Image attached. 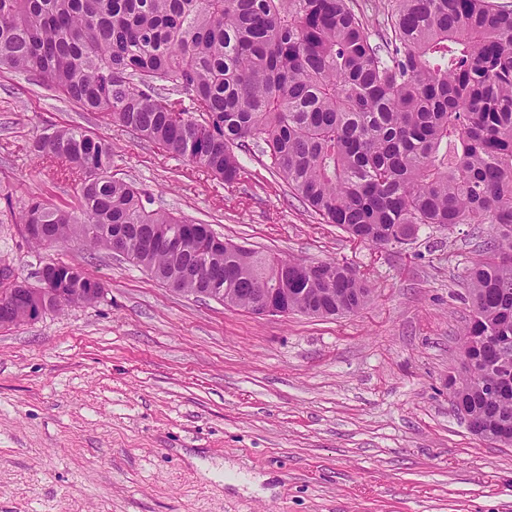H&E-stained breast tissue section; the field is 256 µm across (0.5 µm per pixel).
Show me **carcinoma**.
I'll list each match as a JSON object with an SVG mask.
<instances>
[{"label":"carcinoma","instance_id":"1","mask_svg":"<svg viewBox=\"0 0 512 512\" xmlns=\"http://www.w3.org/2000/svg\"><path fill=\"white\" fill-rule=\"evenodd\" d=\"M0 68L50 82L162 152L232 183L235 149L264 144L271 167L323 223L376 247L422 224H488L466 269L472 315L450 400L480 437L512 426V5L497 0H389L370 31L349 0H0ZM34 150L82 175L70 211L32 198L20 223L34 243L81 240L112 250L169 232L180 253L153 247L130 260L177 292L220 287L247 307L265 288L314 317L354 313L371 286L335 260L307 263L224 244L205 224L146 206L112 175V145L79 127ZM41 288L88 301L101 283L52 263ZM27 302L0 327L26 318Z\"/></svg>","mask_w":512,"mask_h":512}]
</instances>
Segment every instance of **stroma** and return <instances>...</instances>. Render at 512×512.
Listing matches in <instances>:
<instances>
[{
    "mask_svg": "<svg viewBox=\"0 0 512 512\" xmlns=\"http://www.w3.org/2000/svg\"><path fill=\"white\" fill-rule=\"evenodd\" d=\"M71 126L111 142L114 177L153 209L284 259H336L369 278L368 303L257 317L101 248L35 246L19 211L33 197L72 209L78 180L32 145ZM238 156L225 183L0 69V282L33 285L60 262L104 287L0 327V512H512V447L473 435L448 396L470 316L462 281L490 226L356 243L259 148ZM228 465L258 486L221 481Z\"/></svg>",
    "mask_w": 512,
    "mask_h": 512,
    "instance_id": "stroma-1",
    "label": "stroma"
}]
</instances>
